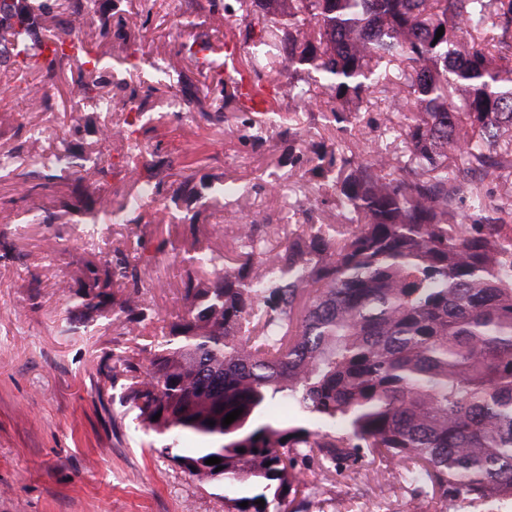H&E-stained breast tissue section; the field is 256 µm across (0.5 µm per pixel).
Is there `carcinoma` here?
<instances>
[{
    "mask_svg": "<svg viewBox=\"0 0 512 512\" xmlns=\"http://www.w3.org/2000/svg\"><path fill=\"white\" fill-rule=\"evenodd\" d=\"M236 3L250 6L243 41L255 49L266 23L284 17L288 95L337 135L329 150L305 147L298 122L270 107L243 114L247 140L260 146L277 128L288 158L324 179L321 199L298 198L290 210L311 216L330 203L341 223L297 225L269 260L266 224L240 225L228 254L192 243L183 311L145 370L135 356L125 360L126 402L157 436L159 457L224 492V512H288L311 495L299 462H355L364 448L400 467L418 498L431 486L456 506L493 501L512 512V224L486 189L512 169V0ZM110 10L112 0H0V95L21 93L45 111L49 86L74 61L72 111L81 116L72 130L112 112L102 93L112 55L76 35L98 18L100 37H112ZM213 52L182 44L176 55L189 54L222 86L224 63ZM395 62L405 64L399 86L388 79ZM23 71L40 82L17 81ZM177 83L180 108L222 120L183 75ZM313 86L324 100L309 95ZM379 89L399 103L403 122L385 128L395 151L364 155L351 143ZM132 112L120 129L103 121L95 133L129 143L126 170L135 174L143 146L132 127L144 112ZM450 150L459 152L453 166ZM39 157L43 182L21 184L22 196L80 182L84 171L91 191L68 208L117 224L151 223L150 203L164 214L183 195L240 192L233 182L185 181L169 195L164 180L148 179L115 208L111 159L77 163L65 140ZM141 259L137 251L84 261L75 278L89 289L80 318L111 310L130 333L151 327ZM116 285L118 297L109 292ZM274 401L288 404L292 418L271 417ZM210 457L223 469L205 464Z\"/></svg>",
    "mask_w": 512,
    "mask_h": 512,
    "instance_id": "cac0c4a2",
    "label": "carcinoma"
}]
</instances>
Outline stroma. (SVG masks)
<instances>
[{"label": "stroma", "instance_id": "obj_1", "mask_svg": "<svg viewBox=\"0 0 512 512\" xmlns=\"http://www.w3.org/2000/svg\"><path fill=\"white\" fill-rule=\"evenodd\" d=\"M112 123H123L131 103L142 104L148 119L142 142L161 146L173 164L169 186L185 177L218 178L244 186L245 193L202 204L190 198L180 209L196 211V224L166 218L160 224H80L61 203L71 190L59 186L17 201L15 176L0 177V242L11 245L12 260H0V512H224L215 491L204 490L189 476L172 469L150 449L153 433L138 426L135 412L122 401L127 384L123 362L132 349L159 346L160 337L125 333L111 317L76 319L75 305L83 291L72 284L81 261L90 254L113 258L130 252L135 241L164 253L142 264V300L159 317L180 310L182 258L192 241L227 251L243 217L260 224H302L305 214L289 215L288 204L312 194L315 186L305 170L288 161V144L270 131L263 146L243 137L241 98L224 102L223 121L199 114L175 117L176 79L161 74L175 63L202 100L214 95L212 78L197 70L194 60L178 55L192 40L221 47L243 31L241 23L224 25L196 0H119L112 11ZM280 24H269L267 50L241 49L226 60V75L257 69L287 79L288 67L275 45ZM144 57L138 68L125 58ZM78 70L65 68L51 90L50 108L33 109L23 96L0 101V113L14 122L0 126V154H25V129L46 128V151L67 138L79 154L103 152L113 161L126 153L125 143L101 144L94 131L71 133L72 90ZM278 111L294 116L312 140L331 145L334 127L285 96ZM360 125L369 148L385 147L384 126L400 121L398 106L387 94L372 98ZM278 185L277 192L266 189ZM36 206L51 220L29 224L27 206ZM314 490L307 512H411L414 495L399 483L394 469L380 460L359 459L353 466L327 471L318 461L302 464Z\"/></svg>", "mask_w": 512, "mask_h": 512}]
</instances>
